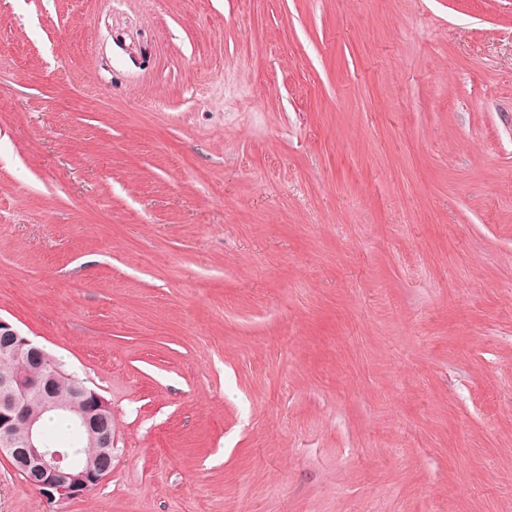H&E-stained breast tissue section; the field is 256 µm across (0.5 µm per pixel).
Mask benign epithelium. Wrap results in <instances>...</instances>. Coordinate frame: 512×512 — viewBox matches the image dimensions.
Returning <instances> with one entry per match:
<instances>
[{
  "label": "benign epithelium",
  "instance_id": "7a95c632",
  "mask_svg": "<svg viewBox=\"0 0 512 512\" xmlns=\"http://www.w3.org/2000/svg\"><path fill=\"white\" fill-rule=\"evenodd\" d=\"M0 339L6 341L0 356L17 362L11 376L0 378V458L7 459L48 501L62 502L88 495L108 478L110 468L93 462L83 468L74 467L65 449L45 446L39 421L47 412H72L80 434L110 459L112 431L103 427L102 421L112 415L111 403L97 391L78 383L71 386L66 399H60L52 385L61 370L49 367L38 375L31 366L33 359L44 358V348L1 318ZM34 393L42 396L38 411L28 404ZM19 422L25 424L26 435L17 441L11 432Z\"/></svg>",
  "mask_w": 512,
  "mask_h": 512
}]
</instances>
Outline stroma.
I'll return each mask as SVG.
<instances>
[{
  "mask_svg": "<svg viewBox=\"0 0 512 512\" xmlns=\"http://www.w3.org/2000/svg\"><path fill=\"white\" fill-rule=\"evenodd\" d=\"M0 318L116 442L0 512H512V0H0Z\"/></svg>",
  "mask_w": 512,
  "mask_h": 512,
  "instance_id": "35a3bbf8",
  "label": "stroma"
}]
</instances>
